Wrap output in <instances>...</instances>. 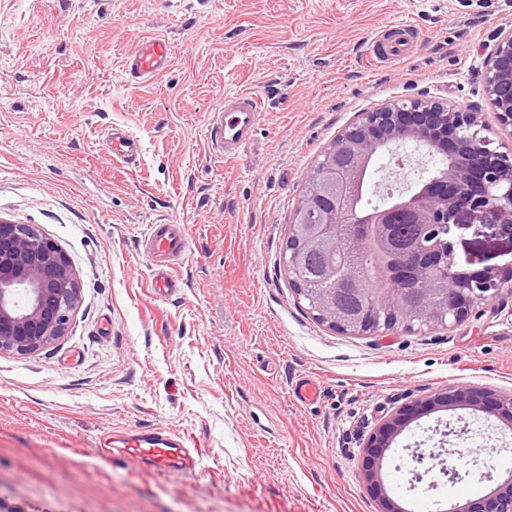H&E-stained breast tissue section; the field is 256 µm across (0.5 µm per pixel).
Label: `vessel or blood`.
I'll return each mask as SVG.
<instances>
[{
	"label": "vessel or blood",
	"mask_w": 512,
	"mask_h": 512,
	"mask_svg": "<svg viewBox=\"0 0 512 512\" xmlns=\"http://www.w3.org/2000/svg\"><path fill=\"white\" fill-rule=\"evenodd\" d=\"M421 40L411 24L393 22L374 33L367 52L375 65L386 66L408 57ZM172 62L169 41L162 36L142 40L125 59V68L140 83L149 84L166 72ZM259 98L249 92L226 95L207 118L206 131L212 150L227 159L240 156L252 143L261 112ZM113 162L134 166L140 154L139 140L126 130L113 128L106 137ZM189 247L186 225L160 222L150 225L141 240L157 292L168 296L179 285L173 269ZM99 461L104 465L135 464L139 471L154 480L167 478L172 472L192 476L201 468V454L180 435L171 431L136 429L112 431L101 441Z\"/></svg>",
	"instance_id": "b4317fda"
}]
</instances>
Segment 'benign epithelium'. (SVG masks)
Masks as SVG:
<instances>
[{
    "label": "benign epithelium",
    "mask_w": 512,
    "mask_h": 512,
    "mask_svg": "<svg viewBox=\"0 0 512 512\" xmlns=\"http://www.w3.org/2000/svg\"><path fill=\"white\" fill-rule=\"evenodd\" d=\"M483 85L497 111L500 124L512 130V29L501 28L484 46ZM476 107L445 105L429 98L392 104L361 114L331 147L367 159L379 149L421 146V139L434 141L442 154L459 165L448 168V177L421 198L406 204L417 224H426L443 237L448 250H433V260L463 269L466 278L455 288L436 323L462 321L471 310L492 301L501 290L503 272H512V262L487 264L473 269L474 260L456 251L457 232L471 230L475 241L496 237L512 246V158L488 142L468 157L471 148L464 132L479 126ZM81 297L80 283L66 254L45 237L36 224H13L0 220V355L27 356L53 344L69 330ZM397 320L394 311L355 329L374 333ZM462 406L491 413L512 424V396L467 386H451L389 415L368 438L363 457V481H380L387 448L402 431L405 421L425 410ZM466 512H512V477L490 496L472 501Z\"/></svg>",
    "instance_id": "benign-epithelium-1"
}]
</instances>
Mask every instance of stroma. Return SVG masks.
I'll return each instance as SVG.
<instances>
[{"instance_id": "35a3bbf8", "label": "stroma", "mask_w": 512, "mask_h": 512, "mask_svg": "<svg viewBox=\"0 0 512 512\" xmlns=\"http://www.w3.org/2000/svg\"><path fill=\"white\" fill-rule=\"evenodd\" d=\"M415 24L406 59L366 60L377 29ZM512 26V0H0V219L39 225L69 258L81 300L66 336L0 356V512H463L512 477L492 459L512 425L467 408L410 421L367 489L361 449L397 408L441 389L512 394V282L463 321L357 335L318 322L285 266L307 177L361 113L424 95L478 105L481 134L512 155L481 79L483 47ZM165 35L170 69L138 83L124 61ZM263 99L250 147L216 155L220 96ZM141 142L113 163L105 135ZM188 225L181 287L160 298L140 252L148 225ZM317 380L316 404L290 385ZM483 466L410 485L415 448ZM163 428L204 467L148 481L103 467L111 430Z\"/></svg>"}]
</instances>
